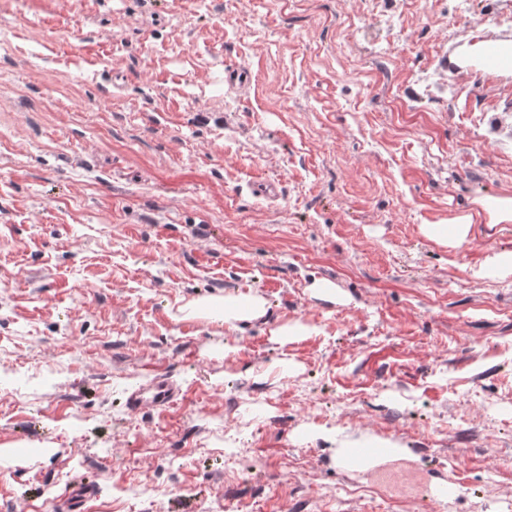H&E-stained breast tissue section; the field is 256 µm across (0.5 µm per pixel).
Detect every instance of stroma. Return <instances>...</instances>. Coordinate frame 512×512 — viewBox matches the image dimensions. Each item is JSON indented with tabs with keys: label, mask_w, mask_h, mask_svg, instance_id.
<instances>
[{
	"label": "stroma",
	"mask_w": 512,
	"mask_h": 512,
	"mask_svg": "<svg viewBox=\"0 0 512 512\" xmlns=\"http://www.w3.org/2000/svg\"><path fill=\"white\" fill-rule=\"evenodd\" d=\"M0 33V512L78 475L84 512H504L512 224L426 227L512 195L475 55L512 0H0ZM224 293L265 315L182 310ZM154 372L178 399L128 413ZM365 437L401 452L343 465ZM472 224H475L474 216L466 214L448 221V224L429 225L426 228V233L441 243L454 246L467 240Z\"/></svg>",
	"instance_id": "1"
}]
</instances>
